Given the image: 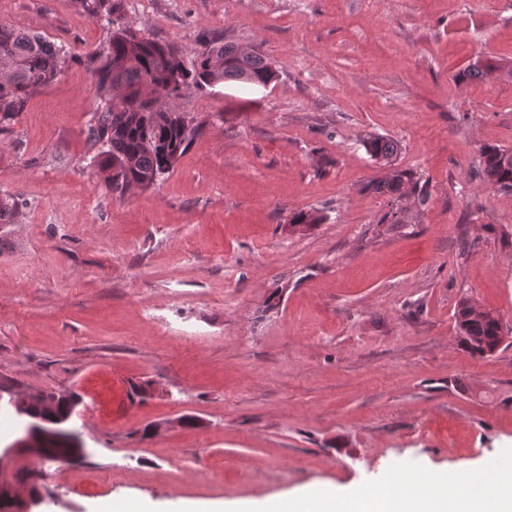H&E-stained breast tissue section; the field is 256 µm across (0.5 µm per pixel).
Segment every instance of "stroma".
<instances>
[{
    "instance_id": "1",
    "label": "stroma",
    "mask_w": 512,
    "mask_h": 512,
    "mask_svg": "<svg viewBox=\"0 0 512 512\" xmlns=\"http://www.w3.org/2000/svg\"><path fill=\"white\" fill-rule=\"evenodd\" d=\"M183 50L261 44L275 82L166 100L205 127L154 187L112 195L87 137L86 53L111 28L73 0H0V23L71 55L0 130V380L75 393L83 454L50 462L43 512L133 498L272 501L413 462L480 468L512 445V345L471 356L473 298L512 337V193L477 175L512 149V0H118ZM398 140L429 201L365 191L362 140ZM323 223L284 230L291 212ZM399 211L398 224L386 220ZM152 394L128 402L126 386ZM195 425H184L185 417ZM502 69L497 62L490 59H477L469 67L459 74V79L466 81L490 82L496 77V73Z\"/></svg>"
}]
</instances>
